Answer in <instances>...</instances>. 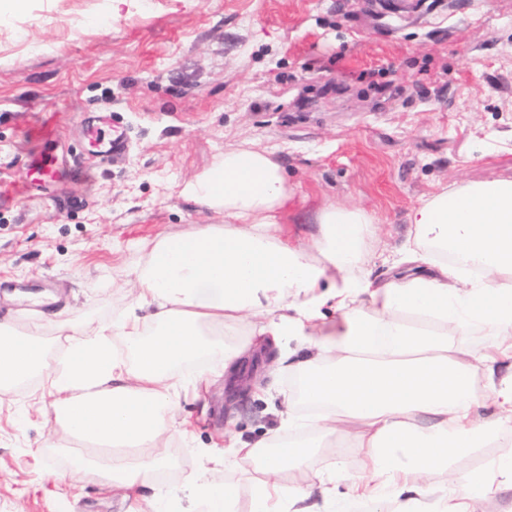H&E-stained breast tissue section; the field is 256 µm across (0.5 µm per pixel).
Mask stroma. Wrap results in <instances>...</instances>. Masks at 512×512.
<instances>
[{
	"label": "stroma",
	"mask_w": 512,
	"mask_h": 512,
	"mask_svg": "<svg viewBox=\"0 0 512 512\" xmlns=\"http://www.w3.org/2000/svg\"><path fill=\"white\" fill-rule=\"evenodd\" d=\"M102 112L117 113L130 141L117 163L83 135ZM51 117L56 137L30 135ZM246 143L288 172L290 238H306L323 206L376 213L367 269L385 276L379 255L397 251L411 207L447 187L512 180V0H128L117 14L109 0H29L0 20V321L118 315L128 290L113 276L158 234L211 223L182 187ZM34 153L58 157L70 178L21 193ZM262 382L259 396L218 382L182 397L191 434L177 464L137 493L76 472L45 417L18 425L38 389L21 386L0 404V512H134L138 495L197 477L226 423L247 441L278 427L293 378ZM510 452L512 424L425 483Z\"/></svg>",
	"instance_id": "35a3bbf8"
}]
</instances>
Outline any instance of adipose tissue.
Here are the masks:
<instances>
[{
  "label": "adipose tissue",
  "instance_id": "obj_1",
  "mask_svg": "<svg viewBox=\"0 0 512 512\" xmlns=\"http://www.w3.org/2000/svg\"><path fill=\"white\" fill-rule=\"evenodd\" d=\"M183 193L216 223L157 235L119 316L57 326L58 361L39 334L0 324V400L44 378L80 471L127 490L176 459L186 436L174 425L181 367L234 387L252 351L290 338L298 386L282 401L284 432L229 436L224 453L206 455L205 478L175 491L180 512H228L237 488L213 476L241 460L259 473L251 512H320L311 486L282 480L314 461V443L300 437L312 426L361 452L357 474H336L344 496L320 491L349 510L476 512L484 497L512 490V453L494 477L475 473L434 499L424 482L512 423V181L445 189L411 208L409 237L382 280L365 269L376 222L366 210L323 207L306 242L288 238L281 218L293 191L272 152L225 151ZM330 309L341 315L332 329ZM404 313L416 324L401 322ZM485 328L495 339L482 352L454 340Z\"/></svg>",
  "mask_w": 512,
  "mask_h": 512
}]
</instances>
